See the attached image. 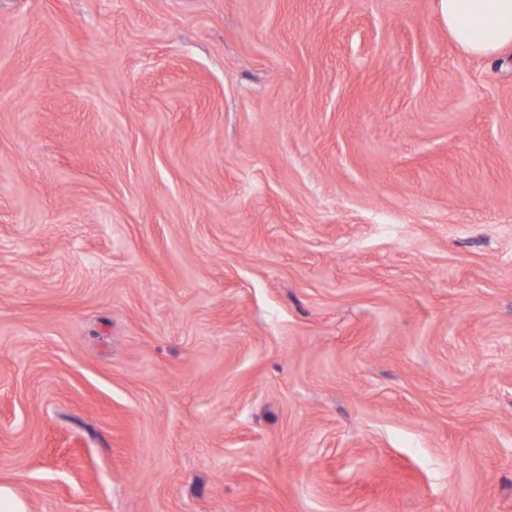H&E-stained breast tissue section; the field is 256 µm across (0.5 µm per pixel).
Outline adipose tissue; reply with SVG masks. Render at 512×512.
<instances>
[{"label": "adipose tissue", "mask_w": 512, "mask_h": 512, "mask_svg": "<svg viewBox=\"0 0 512 512\" xmlns=\"http://www.w3.org/2000/svg\"><path fill=\"white\" fill-rule=\"evenodd\" d=\"M448 35L466 54L491 57L512 48V0H439Z\"/></svg>", "instance_id": "1"}]
</instances>
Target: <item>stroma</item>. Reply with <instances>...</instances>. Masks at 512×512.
<instances>
[{"instance_id": "obj_1", "label": "stroma", "mask_w": 512, "mask_h": 512, "mask_svg": "<svg viewBox=\"0 0 512 512\" xmlns=\"http://www.w3.org/2000/svg\"><path fill=\"white\" fill-rule=\"evenodd\" d=\"M0 484L512 512V50L438 0H0Z\"/></svg>"}]
</instances>
